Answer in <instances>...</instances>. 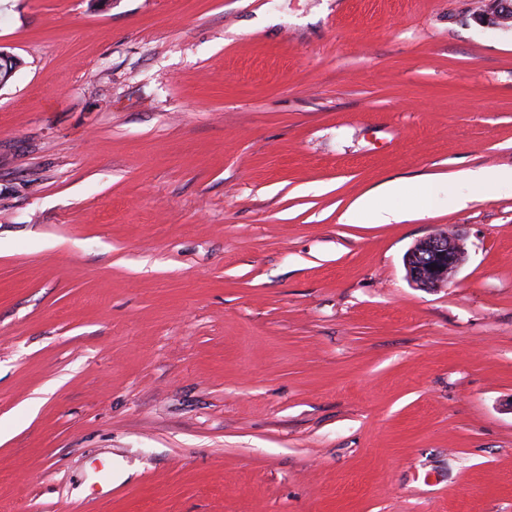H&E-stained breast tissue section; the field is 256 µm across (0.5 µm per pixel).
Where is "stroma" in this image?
<instances>
[{
	"mask_svg": "<svg viewBox=\"0 0 512 512\" xmlns=\"http://www.w3.org/2000/svg\"><path fill=\"white\" fill-rule=\"evenodd\" d=\"M477 4L0 0V512H512V196L454 200L512 168ZM462 176L481 186H492L499 190H508L512 193V168L500 169L496 171L490 170H474L463 172ZM402 184L398 181L385 183L376 189L369 191L357 199L345 213L347 223H355L367 218L374 224H391L400 220V216L383 205V199L399 192ZM460 241L458 232L442 229L417 240L404 256L408 282L426 290L450 282L463 261Z\"/></svg>",
	"mask_w": 512,
	"mask_h": 512,
	"instance_id": "35a3bbf8",
	"label": "stroma"
}]
</instances>
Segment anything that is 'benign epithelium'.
<instances>
[{
  "instance_id": "7a95c632",
  "label": "benign epithelium",
  "mask_w": 512,
  "mask_h": 512,
  "mask_svg": "<svg viewBox=\"0 0 512 512\" xmlns=\"http://www.w3.org/2000/svg\"><path fill=\"white\" fill-rule=\"evenodd\" d=\"M474 18L494 29H512V0H480ZM16 71V56L0 50V88ZM463 261L461 235L437 230L419 240L404 256L408 282L415 288L433 289L450 282Z\"/></svg>"
}]
</instances>
